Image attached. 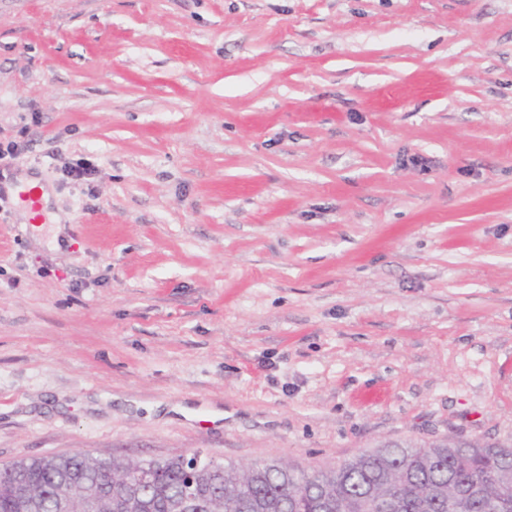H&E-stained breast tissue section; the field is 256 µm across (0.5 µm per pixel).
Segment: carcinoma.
I'll return each mask as SVG.
<instances>
[{"label":"carcinoma","mask_w":512,"mask_h":512,"mask_svg":"<svg viewBox=\"0 0 512 512\" xmlns=\"http://www.w3.org/2000/svg\"><path fill=\"white\" fill-rule=\"evenodd\" d=\"M145 466L151 478L143 483ZM107 476L112 487L100 490L94 512H178L189 481L199 493L191 512H366L361 503L372 497L387 512H456L448 502L471 487L476 495L462 512H512V445L470 441L385 444L313 474L276 461L194 470L179 458H33L0 467V512H56L66 490L71 512H85L76 490Z\"/></svg>","instance_id":"1"}]
</instances>
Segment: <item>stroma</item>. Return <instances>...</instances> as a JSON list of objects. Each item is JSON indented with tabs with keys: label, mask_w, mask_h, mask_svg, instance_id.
I'll return each instance as SVG.
<instances>
[{
	"label": "stroma",
	"mask_w": 512,
	"mask_h": 512,
	"mask_svg": "<svg viewBox=\"0 0 512 512\" xmlns=\"http://www.w3.org/2000/svg\"><path fill=\"white\" fill-rule=\"evenodd\" d=\"M7 141L0 466L512 441V0H0Z\"/></svg>",
	"instance_id": "1"
}]
</instances>
